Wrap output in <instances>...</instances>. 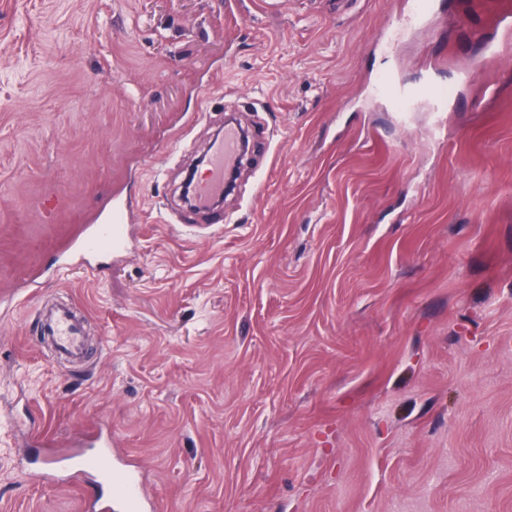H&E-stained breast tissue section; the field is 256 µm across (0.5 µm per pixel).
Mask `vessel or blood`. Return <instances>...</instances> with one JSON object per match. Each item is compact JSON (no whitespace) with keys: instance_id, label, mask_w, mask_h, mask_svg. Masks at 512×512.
Here are the masks:
<instances>
[{"instance_id":"1","label":"vessel or blood","mask_w":512,"mask_h":512,"mask_svg":"<svg viewBox=\"0 0 512 512\" xmlns=\"http://www.w3.org/2000/svg\"><path fill=\"white\" fill-rule=\"evenodd\" d=\"M434 15V0H414L411 11L398 18L401 27L417 28L427 25ZM373 94L388 96L394 111H406L418 100L427 101L431 110L444 111L452 93L450 87L425 82L411 90L397 87L389 75H380L372 88ZM239 136L235 127L224 129L222 140L214 143L209 151L205 177L195 187L197 207L207 210L211 202L224 191V168L235 164L238 158ZM126 246V212L114 207L107 222L86 227L70 244L79 253L113 252ZM46 333L58 349L72 358L83 353V339L77 322L65 309L51 312L46 320ZM69 452L65 460L69 467L98 483L112 485L113 498H98L91 501L88 512H144V499L140 485L130 471L115 468L108 453L112 445L111 435L103 427L82 431L71 436L67 442ZM98 446L102 452L96 456L86 455L85 447Z\"/></svg>"}]
</instances>
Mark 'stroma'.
Masks as SVG:
<instances>
[{"mask_svg":"<svg viewBox=\"0 0 512 512\" xmlns=\"http://www.w3.org/2000/svg\"><path fill=\"white\" fill-rule=\"evenodd\" d=\"M406 2L0 0V512L110 495L32 445L102 419L165 512H512V45L479 75L512 0L377 46ZM384 72L447 111L396 123ZM230 115L204 218L180 184ZM118 204L88 277L64 245ZM373 95H387L392 103L393 112H405L417 100H425L432 112H443L452 89L432 81L411 90L397 87L389 74H381L372 88ZM46 334L65 355L80 359L83 353V339L77 322L66 309L51 312L46 320Z\"/></svg>","mask_w":512,"mask_h":512,"instance_id":"obj_1","label":"stroma"}]
</instances>
